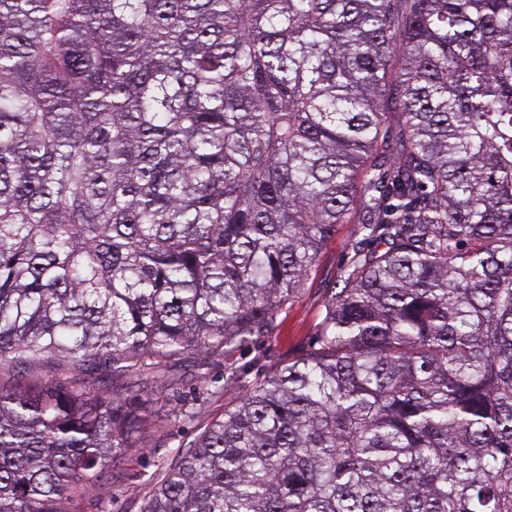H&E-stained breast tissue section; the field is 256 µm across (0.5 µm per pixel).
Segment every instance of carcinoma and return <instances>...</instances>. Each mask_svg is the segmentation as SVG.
I'll use <instances>...</instances> for the list:
<instances>
[{
    "mask_svg": "<svg viewBox=\"0 0 512 512\" xmlns=\"http://www.w3.org/2000/svg\"><path fill=\"white\" fill-rule=\"evenodd\" d=\"M340 224L319 348L142 512H512V0H0V512L112 477L151 400L96 371L247 348Z\"/></svg>",
    "mask_w": 512,
    "mask_h": 512,
    "instance_id": "cac0c4a2",
    "label": "carcinoma"
}]
</instances>
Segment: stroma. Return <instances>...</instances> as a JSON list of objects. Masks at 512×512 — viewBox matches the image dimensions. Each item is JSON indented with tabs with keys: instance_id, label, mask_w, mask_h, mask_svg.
<instances>
[{
	"instance_id": "stroma-1",
	"label": "stroma",
	"mask_w": 512,
	"mask_h": 512,
	"mask_svg": "<svg viewBox=\"0 0 512 512\" xmlns=\"http://www.w3.org/2000/svg\"><path fill=\"white\" fill-rule=\"evenodd\" d=\"M368 247L358 225H340L321 250L307 284L282 307L268 335L259 337L248 351L226 352L220 368L204 369L199 355L171 366L168 384L156 395L158 426L143 438L141 447L122 450L112 480L92 485L79 498L80 512H142L163 462L181 442L200 433L279 365L311 351L345 268L357 251ZM186 405L197 408L196 419L179 429L167 427L165 416Z\"/></svg>"
}]
</instances>
